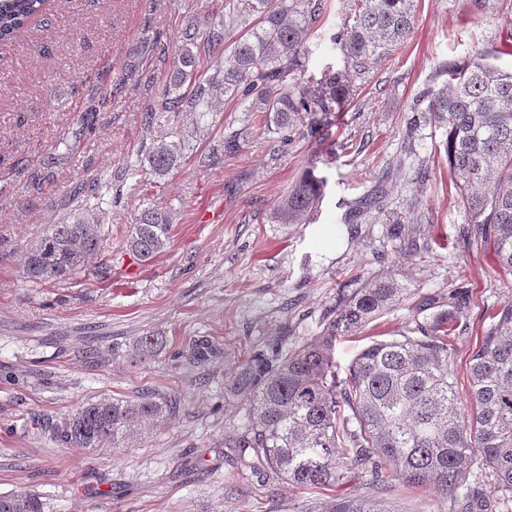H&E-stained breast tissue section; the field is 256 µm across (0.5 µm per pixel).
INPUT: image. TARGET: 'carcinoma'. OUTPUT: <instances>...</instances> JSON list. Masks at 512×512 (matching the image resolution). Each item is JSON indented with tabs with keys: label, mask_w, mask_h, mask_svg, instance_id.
<instances>
[{
	"label": "carcinoma",
	"mask_w": 512,
	"mask_h": 512,
	"mask_svg": "<svg viewBox=\"0 0 512 512\" xmlns=\"http://www.w3.org/2000/svg\"><path fill=\"white\" fill-rule=\"evenodd\" d=\"M49 0H0V41L19 39L46 11ZM325 0H231L219 19L191 22L162 89L157 113L208 112L218 96L247 100L249 112L272 115L273 132L288 130L294 116L309 118L315 137L353 93L354 74L380 62L404 43L416 0H359L353 23L335 40L350 68L308 76L307 42ZM248 27L237 37L241 26ZM218 50L211 74L201 70V45ZM446 84L428 97V122L444 130V148L460 202L492 248L500 267L512 271V71L481 57L446 62ZM190 93L182 92L183 87ZM185 140L160 137L146 149L143 166L157 177L184 159ZM325 179L307 172L282 199L273 219L297 224L316 208ZM383 190L355 202L354 214L381 210ZM170 213L147 206L134 215L129 250L147 262L170 242ZM94 208L80 205L60 224L47 225L24 253L23 275L33 283L66 282L85 272L107 248ZM406 288L384 278L354 289L318 336L298 346L255 351L224 373V391L246 405L249 425L224 442L249 467L300 488H332L352 468L376 487L392 478L426 486L452 498L457 512H472L477 468L491 471L496 499L512 502V302L504 304L469 359L470 389L458 391L448 349V314L433 316L420 336L376 340L336 378V337L354 335L402 301ZM166 345L162 336L139 337L128 353L138 365ZM350 414L339 418L340 405ZM178 408L176 396L143 394L133 400L100 398L78 406L53 430L56 442L91 452L117 448ZM31 492L0 494V512H43ZM331 512H381L370 499L340 500Z\"/></svg>",
	"instance_id": "cac0c4a2"
}]
</instances>
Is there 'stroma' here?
I'll return each instance as SVG.
<instances>
[{
	"label": "stroma",
	"instance_id": "stroma-1",
	"mask_svg": "<svg viewBox=\"0 0 512 512\" xmlns=\"http://www.w3.org/2000/svg\"><path fill=\"white\" fill-rule=\"evenodd\" d=\"M224 0H51L14 43L0 44V494H40L45 512H328L365 496L388 512H453L450 498L395 481L374 489L354 469L333 489L259 480L224 455L247 423L224 391V371L258 348L292 347L321 333L353 288L392 277L406 298L358 335L336 340L347 368L374 340L416 335L454 295L466 299L448 338L459 390L491 316L512 301V273L469 233L441 129L416 99L445 82L443 62L484 56L505 70L512 11L476 13L470 0H417L399 50L372 64L321 135L295 121L287 144L256 124L233 155L239 101L146 123L190 17L218 16ZM357 0H325L308 42L309 72L340 70L331 39ZM170 132L187 139L165 178L139 171L145 146ZM326 180L298 224L268 216L305 170ZM388 175L382 212L348 221L352 204ZM105 187L97 216L110 246L77 280L36 284L23 253L44 225L62 222ZM149 203L172 216L170 243L150 261L126 249ZM413 247L414 255L402 250ZM165 349L133 367L139 337ZM216 352L202 364L193 341ZM175 395L181 410L122 448L90 452L55 442L61 417L103 396Z\"/></svg>",
	"mask_w": 512,
	"mask_h": 512
}]
</instances>
